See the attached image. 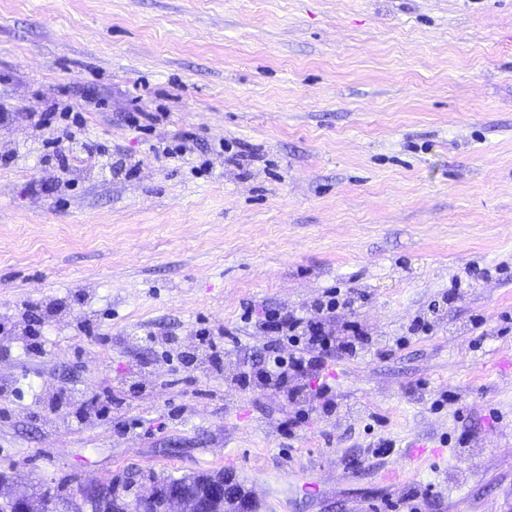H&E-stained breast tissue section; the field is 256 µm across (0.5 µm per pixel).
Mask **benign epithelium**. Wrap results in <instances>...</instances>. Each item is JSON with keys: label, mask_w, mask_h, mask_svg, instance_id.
<instances>
[{"label": "benign epithelium", "mask_w": 512, "mask_h": 512, "mask_svg": "<svg viewBox=\"0 0 512 512\" xmlns=\"http://www.w3.org/2000/svg\"><path fill=\"white\" fill-rule=\"evenodd\" d=\"M131 512L133 507L112 496L101 481L79 488L70 506L73 512ZM251 497L244 495L230 473L222 471L198 480L183 479L161 488L152 486L140 495L138 512H254ZM0 512H45L24 490L0 492Z\"/></svg>", "instance_id": "1"}]
</instances>
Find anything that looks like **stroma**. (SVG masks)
<instances>
[{
    "label": "stroma",
    "mask_w": 512,
    "mask_h": 512,
    "mask_svg": "<svg viewBox=\"0 0 512 512\" xmlns=\"http://www.w3.org/2000/svg\"><path fill=\"white\" fill-rule=\"evenodd\" d=\"M47 112L103 156L59 168ZM332 292L371 339L324 356L332 409L241 388L265 310ZM1 380L37 496L224 471L258 512H512V0H0Z\"/></svg>",
    "instance_id": "35a3bbf8"
}]
</instances>
